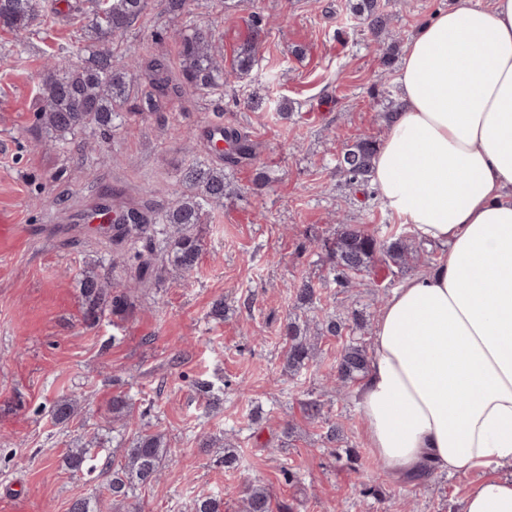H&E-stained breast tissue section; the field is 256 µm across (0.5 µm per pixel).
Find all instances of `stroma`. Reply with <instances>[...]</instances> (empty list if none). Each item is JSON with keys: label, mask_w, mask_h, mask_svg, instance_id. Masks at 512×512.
<instances>
[{"label": "stroma", "mask_w": 512, "mask_h": 512, "mask_svg": "<svg viewBox=\"0 0 512 512\" xmlns=\"http://www.w3.org/2000/svg\"><path fill=\"white\" fill-rule=\"evenodd\" d=\"M353 2L188 0L177 17L164 0H147L116 49L144 68L162 61L166 91L157 111L139 112L153 87L136 80L105 151L99 133L61 141L36 117L48 56L74 63L85 45L82 0H60L26 32L0 28V208L18 221L0 249V512H68L78 497L101 512H190L203 494L242 512L238 491L251 482L268 491L271 512H459L483 478L480 469L422 482L387 473L365 446L354 388L337 394L326 378L346 340L318 335L315 322L358 318L352 335L366 342L384 301L369 275L340 286L319 240L346 224L390 240L404 231L374 185L349 183L337 160L360 138H384L400 106L405 47L449 0H386L377 35L354 17ZM189 23L208 29L224 55L223 94L182 82L178 33ZM248 42L255 62L239 75ZM213 120L253 150L245 166L224 170L230 190L208 210L197 268L169 270L160 282L146 275L126 312L86 321L78 280L87 264L135 275L100 205L157 212L172 203L184 166L215 164L199 134ZM306 280L316 299L301 305L296 288ZM218 299L220 318L211 314ZM291 321L308 325L314 353L297 374L285 367ZM117 395L133 402L122 421L112 418ZM64 398L78 410L61 425L51 410ZM310 399L323 419H307ZM145 423L167 453L158 480L135 497L113 503L110 470L67 467L69 450L91 442L121 461Z\"/></svg>", "instance_id": "1"}]
</instances>
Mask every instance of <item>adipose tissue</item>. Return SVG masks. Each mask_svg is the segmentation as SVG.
<instances>
[{
  "label": "adipose tissue",
  "mask_w": 512,
  "mask_h": 512,
  "mask_svg": "<svg viewBox=\"0 0 512 512\" xmlns=\"http://www.w3.org/2000/svg\"><path fill=\"white\" fill-rule=\"evenodd\" d=\"M398 83L372 178L439 254L377 319L366 445L398 477L488 470L461 512H512V0H452Z\"/></svg>",
  "instance_id": "adipose-tissue-1"
}]
</instances>
